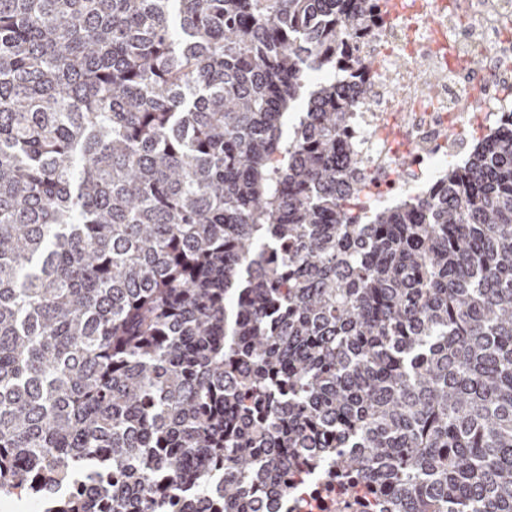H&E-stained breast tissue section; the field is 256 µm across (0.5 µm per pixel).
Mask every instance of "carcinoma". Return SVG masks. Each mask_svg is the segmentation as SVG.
Wrapping results in <instances>:
<instances>
[{"label": "carcinoma", "mask_w": 512, "mask_h": 512, "mask_svg": "<svg viewBox=\"0 0 512 512\" xmlns=\"http://www.w3.org/2000/svg\"><path fill=\"white\" fill-rule=\"evenodd\" d=\"M370 22L0 0L1 493L281 512L314 469L381 512H512V132L354 211L336 74Z\"/></svg>", "instance_id": "1"}]
</instances>
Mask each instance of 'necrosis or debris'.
I'll return each instance as SVG.
<instances>
[{"mask_svg":"<svg viewBox=\"0 0 512 512\" xmlns=\"http://www.w3.org/2000/svg\"><path fill=\"white\" fill-rule=\"evenodd\" d=\"M372 24L343 48L354 97L341 131L365 209L417 201L472 145L512 127V0H367ZM415 78H406V71ZM373 486L315 478L289 512H362Z\"/></svg>","mask_w":512,"mask_h":512,"instance_id":"4bbe7bcc","label":"necrosis or debris"}]
</instances>
